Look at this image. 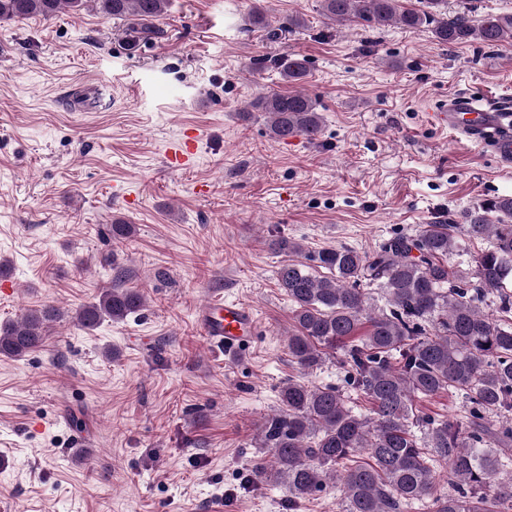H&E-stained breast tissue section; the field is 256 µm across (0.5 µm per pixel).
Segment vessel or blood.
I'll return each mask as SVG.
<instances>
[{
	"mask_svg": "<svg viewBox=\"0 0 512 512\" xmlns=\"http://www.w3.org/2000/svg\"><path fill=\"white\" fill-rule=\"evenodd\" d=\"M428 125L470 135L489 146L503 163L512 162V102H484L456 95L445 98L426 114ZM198 136L187 133L169 148L166 164L172 169H187L195 162ZM202 327L213 344L225 350L244 347L255 333L254 314L236 302L214 301L202 314Z\"/></svg>",
	"mask_w": 512,
	"mask_h": 512,
	"instance_id": "vessel-or-blood-1",
	"label": "vessel or blood"
}]
</instances>
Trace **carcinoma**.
<instances>
[{"label": "carcinoma", "instance_id": "cac0c4a2", "mask_svg": "<svg viewBox=\"0 0 512 512\" xmlns=\"http://www.w3.org/2000/svg\"><path fill=\"white\" fill-rule=\"evenodd\" d=\"M89 8L105 19L162 17L168 0H0V20L52 17ZM328 24L432 27L443 44H512V15L438 16L440 0L406 9L399 0H319ZM293 89L265 93L251 107L267 115L271 138L319 137L317 102L295 88L307 77L308 60H274ZM468 240H488L474 270L448 268L454 230ZM272 246L290 256L277 271L279 288L293 305L288 355L310 372L336 350L353 389L368 399L372 416L354 410L332 385L290 380L280 406L259 427L260 447L271 455L269 481L293 499L337 488L336 512H512V197H497L463 211L456 220L397 235L373 253L340 246L308 260L328 270L316 275L298 243L279 237ZM379 288L387 308H376L358 287ZM499 300L496 312L483 299ZM132 288H107L75 311L74 321L92 331L104 321H124L144 310ZM63 312L53 305L30 309L0 327V355L21 358L43 346L50 324ZM367 333L357 336L360 326ZM442 391L469 404L465 420H436L415 410L417 398ZM496 416L500 421L491 423ZM445 467L452 492L433 497L436 469Z\"/></svg>", "mask_w": 512, "mask_h": 512}]
</instances>
